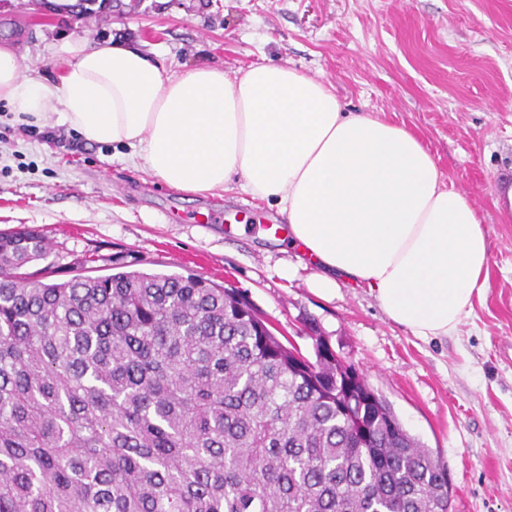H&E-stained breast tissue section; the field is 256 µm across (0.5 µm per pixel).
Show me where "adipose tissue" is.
<instances>
[{
  "label": "adipose tissue",
  "mask_w": 512,
  "mask_h": 512,
  "mask_svg": "<svg viewBox=\"0 0 512 512\" xmlns=\"http://www.w3.org/2000/svg\"><path fill=\"white\" fill-rule=\"evenodd\" d=\"M60 51L54 83L0 46V102L37 121L58 111L87 141L134 148L177 191L239 188L275 206L322 297L344 281L369 288L425 339L454 335L471 313L489 264L482 221L405 127L344 111L332 84L286 65L176 73L118 42L73 38Z\"/></svg>",
  "instance_id": "ef3b65f1"
}]
</instances>
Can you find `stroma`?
<instances>
[{"label":"stroma","mask_w":512,"mask_h":512,"mask_svg":"<svg viewBox=\"0 0 512 512\" xmlns=\"http://www.w3.org/2000/svg\"><path fill=\"white\" fill-rule=\"evenodd\" d=\"M96 0L90 14L53 0H0V43L53 79L68 38L119 41L169 71L233 73L285 63L330 82L348 112L414 133L446 184L476 206L487 283L456 335L421 339L366 288L326 300L310 269L283 278L297 251L272 236L276 209L243 192L182 194L119 144L85 141L60 115L15 121L0 102V233L35 229L49 245L31 272L62 282L113 268L195 273L237 289L277 336L312 354L315 337L363 374L408 432L448 468L450 512H512V215L494 190L512 181V0ZM54 130L56 141L41 137ZM221 213L213 224L195 217Z\"/></svg>","instance_id":"stroma-1"}]
</instances>
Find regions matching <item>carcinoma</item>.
Wrapping results in <instances>:
<instances>
[{"mask_svg":"<svg viewBox=\"0 0 512 512\" xmlns=\"http://www.w3.org/2000/svg\"><path fill=\"white\" fill-rule=\"evenodd\" d=\"M0 233V512H449L448 469L336 355L235 289L120 271L47 283Z\"/></svg>","mask_w":512,"mask_h":512,"instance_id":"cac0c4a2","label":"carcinoma"}]
</instances>
